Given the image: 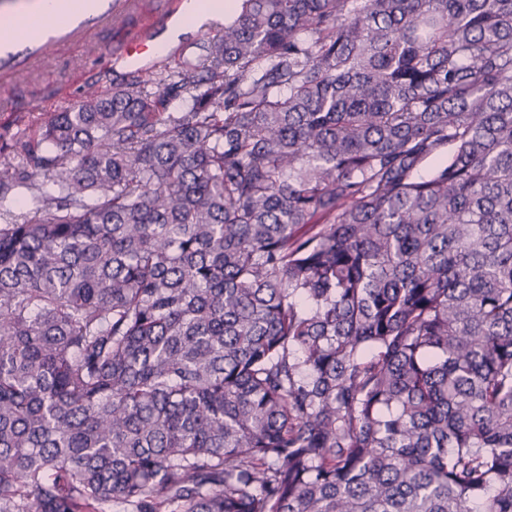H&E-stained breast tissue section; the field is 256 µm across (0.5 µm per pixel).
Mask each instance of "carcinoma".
Segmentation results:
<instances>
[{
	"label": "carcinoma",
	"mask_w": 512,
	"mask_h": 512,
	"mask_svg": "<svg viewBox=\"0 0 512 512\" xmlns=\"http://www.w3.org/2000/svg\"><path fill=\"white\" fill-rule=\"evenodd\" d=\"M197 49L0 147V512H512V0Z\"/></svg>",
	"instance_id": "carcinoma-1"
}]
</instances>
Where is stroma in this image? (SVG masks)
Segmentation results:
<instances>
[{
	"label": "stroma",
	"mask_w": 512,
	"mask_h": 512,
	"mask_svg": "<svg viewBox=\"0 0 512 512\" xmlns=\"http://www.w3.org/2000/svg\"><path fill=\"white\" fill-rule=\"evenodd\" d=\"M163 6L164 0H138L121 10L110 2L102 12L89 13L78 35L56 41L43 59L29 57L28 43L13 44L12 53L22 63L0 77L6 95V107L0 110V146L21 134L34 135L38 113L67 111L69 99H82L88 88L108 91L126 79V72L110 69L113 53L125 35L137 30L145 10L158 15Z\"/></svg>",
	"instance_id": "35a3bbf8"
}]
</instances>
